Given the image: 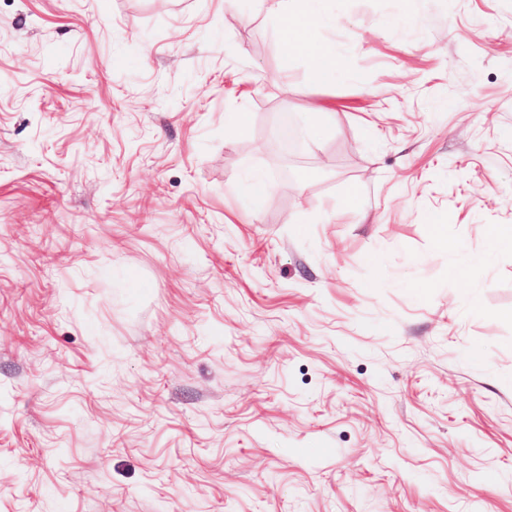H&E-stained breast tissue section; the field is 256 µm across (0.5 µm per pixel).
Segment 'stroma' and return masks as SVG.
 <instances>
[{
	"instance_id": "35a3bbf8",
	"label": "stroma",
	"mask_w": 512,
	"mask_h": 512,
	"mask_svg": "<svg viewBox=\"0 0 512 512\" xmlns=\"http://www.w3.org/2000/svg\"><path fill=\"white\" fill-rule=\"evenodd\" d=\"M333 8L0 0V512H512V0ZM257 11L276 14L283 40V71H288L293 51L306 55L312 70L329 79L336 74L339 58L329 44L318 40L321 30L335 28L339 18L329 0H254Z\"/></svg>"
}]
</instances>
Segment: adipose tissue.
Wrapping results in <instances>:
<instances>
[{"label": "adipose tissue", "instance_id": "obj_1", "mask_svg": "<svg viewBox=\"0 0 512 512\" xmlns=\"http://www.w3.org/2000/svg\"><path fill=\"white\" fill-rule=\"evenodd\" d=\"M255 8L275 14L283 40V63H290L294 50L305 53L312 70L323 78L339 67L335 49L318 39L320 31L336 27L338 17L330 0H254Z\"/></svg>", "mask_w": 512, "mask_h": 512}]
</instances>
